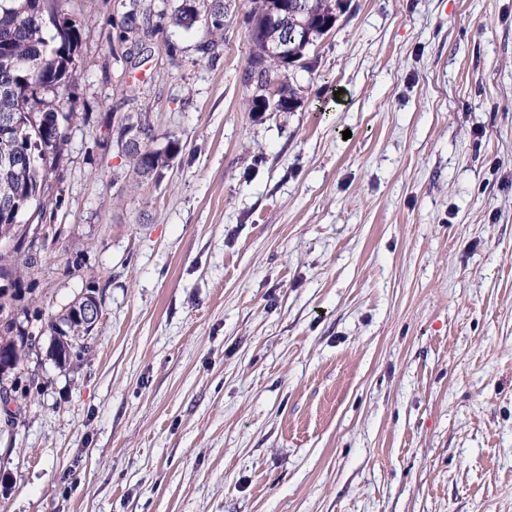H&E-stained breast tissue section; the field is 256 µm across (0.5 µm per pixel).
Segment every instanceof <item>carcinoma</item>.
I'll return each instance as SVG.
<instances>
[{"label": "carcinoma", "instance_id": "obj_1", "mask_svg": "<svg viewBox=\"0 0 512 512\" xmlns=\"http://www.w3.org/2000/svg\"><path fill=\"white\" fill-rule=\"evenodd\" d=\"M60 0H0V116L13 115L17 126L7 141H0V201L16 196L23 202L19 213L0 211V232L13 223H28L34 217L44 218L47 207L48 175L64 155L68 145L69 127L74 112L67 108L65 95L79 79L74 63L80 41L77 20L69 18L70 26L60 33L57 19L64 16ZM186 0H175L170 8L169 24L176 29L189 30L203 24L210 35L201 46L202 53L224 42L226 22L210 18L217 7L228 13L226 0H194L195 8L184 7ZM290 0H253L250 11L252 54L244 81L251 89L250 111L267 112L266 99L257 92V82L251 81L254 69H259L268 81L283 79L284 65L267 52L270 38L283 36L286 27L279 24ZM303 7L306 31L311 38L292 45L296 60H302L310 47L327 34L344 12L346 0H297ZM140 147L127 149L133 171L166 168L154 158L151 147L152 129L141 123ZM36 263V257L24 248L23 241L14 244L12 255H0V280L10 284L0 287V374L6 376L17 370L29 350L30 343L14 335L16 321L10 307L16 298L14 286L22 280V271ZM68 324L69 335L85 336L81 320L67 312L48 322L50 336L56 326Z\"/></svg>", "mask_w": 512, "mask_h": 512}]
</instances>
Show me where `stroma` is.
<instances>
[{
	"label": "stroma",
	"mask_w": 512,
	"mask_h": 512,
	"mask_svg": "<svg viewBox=\"0 0 512 512\" xmlns=\"http://www.w3.org/2000/svg\"><path fill=\"white\" fill-rule=\"evenodd\" d=\"M139 5L123 39L124 0L63 4L78 120L12 308L0 512H512V0H347L289 112L248 107L250 0L212 61ZM140 113L181 145L150 180ZM130 116L132 115L127 116L125 122L121 124L119 135L121 141L124 143L125 148L138 144L140 137L142 136L140 147H133L126 150L133 171L138 176H141L147 171L154 170V174L158 175L160 171L166 168V159L162 158L164 157L163 148L157 149V151L161 153L162 157H160V154L156 151V148H152L150 144L154 140L150 126L146 124V122L141 121L140 134L138 123L133 118H130ZM154 155L158 156L157 160L154 158ZM159 160L163 161V165H161ZM158 169L160 170L158 171ZM68 309L69 310L73 309L78 317L73 316L71 312H67L65 314L60 315V312L62 310L61 309L56 314V316L53 317L52 320L48 322L47 328L50 332V336L53 338V336H56V334H55L56 326L59 323L65 322L68 324V329H69L68 336L69 337L70 336H85L83 341L76 339L78 345H85V346L81 347L80 349L75 350L74 355L77 357V356H80L81 352L88 351V346L86 345L87 343L85 341H87L89 336H86L87 331L85 330V326L88 329V331L91 332L92 329L96 326L97 322L99 321L101 314H102L101 298H99L96 295V293H94V292H88V293L86 292V293H83L76 300L71 302L70 305L68 306ZM79 318L83 321V323L81 322V320ZM57 333H58V335H57L56 339H53V342L51 345L52 350H54V352H55V354H54L55 357L57 356V351H58L60 341H62L64 343L68 342L69 344H72V341H70L69 337L66 336L67 331L64 328H62V326H59V328H57ZM72 357H73V355L68 353L65 346L61 345L59 347V351H58V358L56 357L57 360H55V361L58 364H66L67 362H69L71 360Z\"/></svg>",
	"instance_id": "1"
}]
</instances>
